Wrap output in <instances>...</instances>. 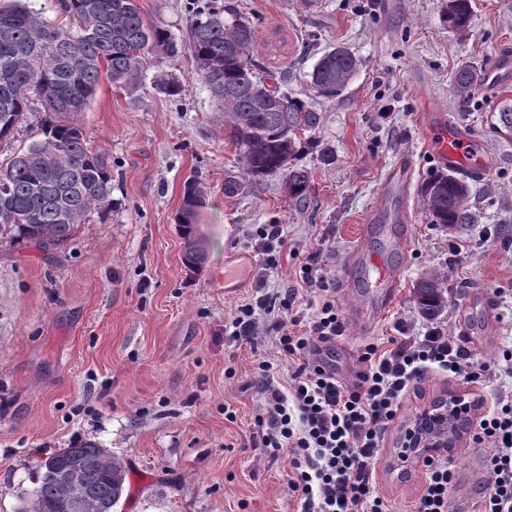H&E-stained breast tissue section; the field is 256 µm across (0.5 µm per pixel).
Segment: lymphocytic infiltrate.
I'll return each mask as SVG.
<instances>
[{
    "instance_id": "1",
    "label": "lymphocytic infiltrate",
    "mask_w": 512,
    "mask_h": 512,
    "mask_svg": "<svg viewBox=\"0 0 512 512\" xmlns=\"http://www.w3.org/2000/svg\"><path fill=\"white\" fill-rule=\"evenodd\" d=\"M302 272L313 311L305 333L291 332L282 318L296 302L292 291L260 295L241 305L232 321L235 338L249 341L257 313L271 316L269 333L277 336L284 359L296 363L287 392L278 382L277 364L259 366L263 412L255 425L262 444L288 452L289 486L299 497L300 512H391L376 491L375 465L383 435L415 384L430 368L479 385L492 377L512 379V350L504 351L496 366L478 364L442 328L432 327L421 336L365 345L354 382H341L311 353L314 341L342 333L336 291L312 263H304ZM472 440L487 448L490 473L477 512H512V389L500 390L493 406L479 413ZM424 466L426 483L413 512H448L454 479L448 458L429 456Z\"/></svg>"
}]
</instances>
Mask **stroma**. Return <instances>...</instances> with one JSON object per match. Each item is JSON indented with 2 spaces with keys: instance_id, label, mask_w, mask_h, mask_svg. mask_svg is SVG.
<instances>
[{
  "instance_id": "1",
  "label": "stroma",
  "mask_w": 512,
  "mask_h": 512,
  "mask_svg": "<svg viewBox=\"0 0 512 512\" xmlns=\"http://www.w3.org/2000/svg\"><path fill=\"white\" fill-rule=\"evenodd\" d=\"M258 30L251 52L262 72H282L288 92L308 97L309 73L325 51L346 47L360 62L336 99H317L316 140L332 158L303 151L311 173L310 202L295 207L282 177L254 186L241 173L234 145L210 91L189 57L149 54L139 81L101 82L90 107L75 116L89 144L112 163L107 218L90 214L72 240L45 251L0 239V512H19L41 475V460L81 440L97 442L124 465L126 483L116 512H298L288 486L285 453L255 447L254 416L262 361L276 360L273 336L258 330L238 342L231 322L258 284L301 287L300 265L313 257L338 281L362 224L377 203L387 169L400 156L415 162L406 206L412 237L406 253L385 238L371 248L402 264L401 288L382 316L366 289L337 292L343 332L335 340L343 378L357 370L369 341L424 332L414 289L436 277L447 304L436 318L472 360L491 362L512 348V136L500 130L512 85L485 92L475 85L467 109L452 90L463 65L486 68L496 53H512V0H472L465 36L443 21L444 0H228ZM144 17L184 36L187 0H139ZM172 78L174 100L156 84ZM469 132L493 164L471 181L476 223L449 229L432 223L421 187L438 166L430 154L420 89ZM196 177L205 197L193 222L204 251L198 269L184 261L176 218L183 185ZM261 224H280L286 242L268 267L252 240ZM464 246L453 254L452 244ZM245 286L233 296L218 286L238 254ZM493 300L497 317L486 313ZM372 318L371 327L356 325ZM501 385L425 375L389 426L376 464L377 489L395 512H411L425 471L409 465L392 474L400 432L436 397L482 394ZM236 413L227 419L225 410ZM455 481L450 512H470L489 474L485 450L462 434L449 449Z\"/></svg>"
}]
</instances>
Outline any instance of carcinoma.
<instances>
[{"label": "carcinoma", "mask_w": 512, "mask_h": 512, "mask_svg": "<svg viewBox=\"0 0 512 512\" xmlns=\"http://www.w3.org/2000/svg\"><path fill=\"white\" fill-rule=\"evenodd\" d=\"M71 26L51 23L15 4L0 8V140L9 138L25 113L38 103L44 117L37 138L0 165V238L44 250L63 245L77 225L96 212L105 215L112 199V164L87 142L68 117L87 110L101 80L128 85L139 79L143 56L170 58L187 54L197 75L224 112V129L234 145L243 174L260 184L281 175L289 198L308 199L310 173L291 163L309 144L302 134L315 130L321 117L311 103L281 90L285 75L260 76L251 58L257 28L226 0H193L183 38L158 23L147 22L137 0H61ZM471 0H447L444 21L463 36L470 27ZM359 61L345 48L326 51L310 73L317 97L336 98L348 87ZM480 71L464 65L453 76V92L469 102ZM421 194L433 223L448 227L472 224L470 187L456 172L427 181ZM203 197L198 180H186L180 230L188 242L192 220ZM421 313L433 318L446 305L437 280L417 285ZM73 462L85 466L77 495L118 503L125 470L115 457L90 441L44 460L45 470L33 489L36 512H56V484L47 470Z\"/></svg>", "instance_id": "cac0c4a2"}]
</instances>
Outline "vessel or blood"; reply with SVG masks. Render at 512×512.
Masks as SVG:
<instances>
[{"mask_svg": "<svg viewBox=\"0 0 512 512\" xmlns=\"http://www.w3.org/2000/svg\"><path fill=\"white\" fill-rule=\"evenodd\" d=\"M431 133L429 147L440 168L456 170L469 177L485 174L488 162L474 155L470 135L458 128L445 114L433 112L425 117ZM414 161L403 156L387 171L379 190L380 203L374 209L368 224L362 225L357 242L347 256L338 281L341 290L366 288L378 300V310H385L394 299L402 281V269L389 263L383 256L368 248L370 238L385 235L395 238L400 245L411 239L409 218L403 207L412 181Z\"/></svg>", "mask_w": 512, "mask_h": 512, "instance_id": "vessel-or-blood-1", "label": "vessel or blood"}]
</instances>
